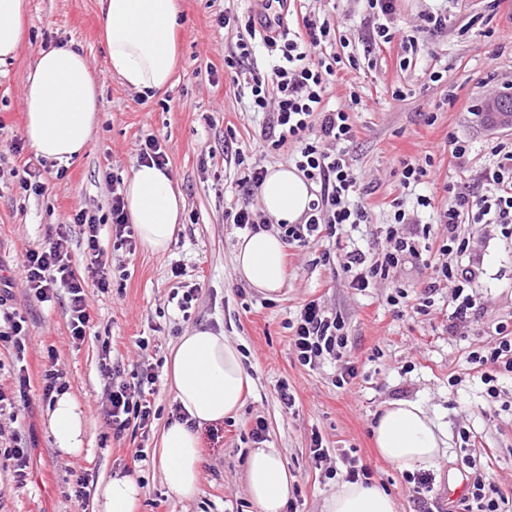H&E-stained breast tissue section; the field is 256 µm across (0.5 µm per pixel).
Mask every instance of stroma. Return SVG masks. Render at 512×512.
<instances>
[{
	"instance_id": "1",
	"label": "stroma",
	"mask_w": 512,
	"mask_h": 512,
	"mask_svg": "<svg viewBox=\"0 0 512 512\" xmlns=\"http://www.w3.org/2000/svg\"><path fill=\"white\" fill-rule=\"evenodd\" d=\"M28 39L18 58L0 67V280L12 284V310L28 327L24 361L0 349V390L11 391L20 368L30 376L29 406L16 418L0 416V512H93V494L112 474L132 471L143 488L137 512H258L245 482V461L255 442L256 419L267 426L264 447L278 449L295 478L292 501L297 512H324L339 483L341 453L359 459L371 479L396 499L397 512H446L449 489L482 476L491 485L512 489V377L499 379L500 395L489 398L481 374L468 361L497 338L499 327L512 326V237L496 224L458 226L480 259L482 273L472 293L477 301L467 328L449 333L448 284L440 282L429 307H422L417 287L434 278L442 264L460 265L456 254L437 246L402 260L388 277L370 288H351L343 269L344 254L359 247L376 253L387 248L385 230L393 217L390 204L403 198L417 208L414 194L402 191L396 172L403 162L430 159L424 179L430 207L419 210L423 222L444 232L440 215L454 192H480V174L497 146H512V127L492 122L482 105L504 95L512 80V0H448V23L439 32L418 29L422 13L439 0H398L391 27L397 39L414 36L418 55L400 67L396 42L365 52L363 0H292L291 10L328 18L349 41L356 65L337 70L328 91L330 104L352 105L353 136L345 143L353 174L362 189L369 223L343 227L335 236L309 240L286 249L287 278L278 294L264 296L235 271V246L241 235L225 223L224 209L243 200L241 171L227 162L228 152H251L260 137L261 114L247 107L224 80V51L233 34L214 19L224 9L251 15L253 0H178L179 63L171 86L141 94L113 76L99 29L97 0H28ZM72 43L85 54L102 92L98 123L88 148L66 165L37 156L31 147L14 153L24 139L23 90L36 53ZM440 81H431L432 72ZM164 145L167 170L185 199L182 224L162 255L137 246L133 253H112V228L103 226L101 245L111 252L112 286L91 287L87 303L90 328L81 344L68 329L66 297L45 304L23 284L26 251L48 246L57 225L68 227L72 268L83 273L85 244L71 218L76 206L97 215L109 212L113 185L124 183L138 163L141 136ZM469 143L471 154L457 162L443 145L448 138ZM31 164L46 173L43 195L20 193L16 169ZM181 266L182 280L171 276ZM200 284L190 320H183L172 296L177 284ZM316 300L345 322L344 360L354 370L348 384H338L339 367L324 360L300 365L290 329L300 309ZM206 325L224 332L238 346L254 387L243 406L217 426L202 430L203 474L197 496L184 501L168 491L156 451L160 431L170 421L173 400L164 373L180 336ZM148 338L147 350L137 346ZM110 343L120 378L131 382L141 368L158 376L153 396L157 415L148 434L107 436L102 415L108 380L99 371L103 343ZM69 391L85 411L86 445L77 456H61L52 446L45 421L41 371L47 348ZM287 383L293 406L279 399ZM419 402L448 433L444 456L423 465L435 477L433 488L418 495L407 473L382 459L372 437L376 414L389 402ZM471 435L463 446L461 432ZM320 434L326 448L315 466L310 445ZM31 451L30 475L18 485L3 454L7 448ZM147 457L131 465L135 449ZM88 473V499L75 502L72 486Z\"/></svg>"
}]
</instances>
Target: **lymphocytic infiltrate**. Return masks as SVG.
Returning a JSON list of instances; mask_svg holds the SVG:
<instances>
[{"label": "lymphocytic infiltrate", "instance_id": "obj_1", "mask_svg": "<svg viewBox=\"0 0 512 512\" xmlns=\"http://www.w3.org/2000/svg\"><path fill=\"white\" fill-rule=\"evenodd\" d=\"M217 23L235 35L233 47L224 55L225 75L233 88L248 87L251 109L265 115L262 139L251 158L239 154L234 157L236 165L243 168L241 188L247 192L259 188L267 175L265 156L294 143L298 146L295 160L298 171L318 185L319 192L310 203L303 223L279 225L284 242L302 245L311 237L335 235L340 226L367 223L366 207L352 201L358 191L357 182L350 172L346 153L340 148L352 135L349 107L345 104L332 107L326 100L336 68L342 62L340 54L327 49L336 40L335 28L329 21L307 14L290 20L280 13L275 14L272 23L259 27L254 20H240L228 10L219 15ZM260 47L272 56L270 68L263 74L252 67ZM481 181L480 195L457 194L453 205L441 216L446 234L440 239V251L460 255L468 252L469 240L457 233L462 221L512 226V150L498 153L496 160L485 166ZM391 206L393 223L386 229L390 247L383 256L378 258L359 249L345 255L343 268L352 288L361 291L369 288L373 279L385 276L403 257L418 255L422 241L431 236V225L421 223L417 211L406 210L402 199H393ZM109 214L106 221L112 224L113 251L134 252L136 244L128 230L121 193H113ZM106 221L82 207L73 213L72 222L81 226L85 236L83 274H75L72 268L69 234L63 224L58 225L48 247L27 251L23 261L25 286L39 302L53 301L58 289H65L68 329L76 343L84 340L90 322L88 286L103 292L111 286L109 261L99 239L100 228ZM402 224L410 225V232H399ZM438 274L451 290L449 299L456 322L465 323L476 305L469 289L479 277L478 263L469 262L461 269L445 265ZM344 327L338 313L316 300L306 303L291 325V345L299 363L312 366L327 357L341 359L346 346ZM468 359L480 369L487 395L498 397L499 376L505 372L512 374V332L503 331L490 347L470 352ZM99 368L110 380L103 417L114 437H121L129 429L149 430L155 418L150 400L157 381L153 369H143L133 384L117 380L118 369L112 363L111 348L107 345L102 348Z\"/></svg>", "mask_w": 512, "mask_h": 512}]
</instances>
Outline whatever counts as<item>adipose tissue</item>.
I'll list each match as a JSON object with an SVG mask.
<instances>
[{
	"label": "adipose tissue",
	"mask_w": 512,
	"mask_h": 512,
	"mask_svg": "<svg viewBox=\"0 0 512 512\" xmlns=\"http://www.w3.org/2000/svg\"><path fill=\"white\" fill-rule=\"evenodd\" d=\"M99 20L112 73L138 92L166 89L174 75L178 45L176 0H98ZM26 0H0V65L16 59L24 38ZM101 92L83 53L69 44L40 50L26 76L24 134L37 155L66 163L81 155L98 121ZM126 210L141 243L166 252L182 220L185 200L168 171L138 165L124 188ZM264 212L275 222L299 221L313 199L312 185L296 168H269L260 187ZM285 245L278 234L242 236L235 248L236 272L266 295L283 286ZM166 383L185 420L167 424L159 437L162 479L170 492L195 497L203 471L199 426L219 422L242 405L252 385L239 348L206 326L180 336L166 362ZM52 443L65 456L85 446V413L69 392L54 395L46 411ZM375 445L399 468L435 461L448 436L418 402H390L373 428ZM291 475L277 449H252L246 487L258 512H282L292 491ZM142 488L136 478L115 474L96 495L97 512H136ZM325 512H397L396 500L375 483L341 482Z\"/></svg>",
	"instance_id": "adipose-tissue-1"
}]
</instances>
